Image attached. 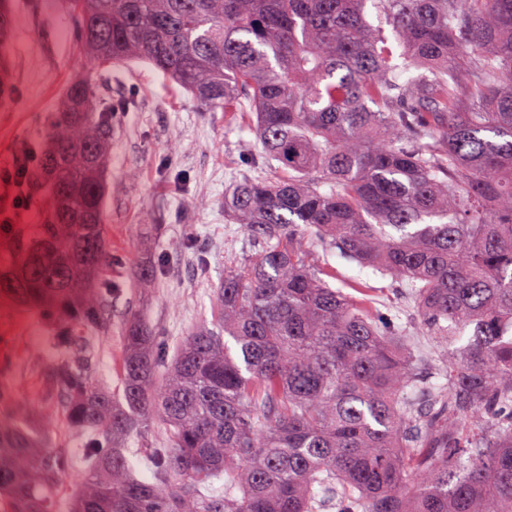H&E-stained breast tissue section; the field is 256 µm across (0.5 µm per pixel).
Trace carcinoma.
<instances>
[{
  "instance_id": "cac0c4a2",
  "label": "carcinoma",
  "mask_w": 512,
  "mask_h": 512,
  "mask_svg": "<svg viewBox=\"0 0 512 512\" xmlns=\"http://www.w3.org/2000/svg\"><path fill=\"white\" fill-rule=\"evenodd\" d=\"M66 2L88 59L149 63L206 112L249 101L281 177L224 195L260 248L224 272L218 327L171 356L134 316L118 392L95 387L74 327L110 328L112 111L71 82L26 173L40 232H0V295L53 329L45 383L79 454L1 385L0 507L57 512L80 456L70 512H512V0ZM315 241L405 283L448 388L318 277ZM156 419L169 445L130 447Z\"/></svg>"
}]
</instances>
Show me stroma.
I'll use <instances>...</instances> for the list:
<instances>
[{
    "mask_svg": "<svg viewBox=\"0 0 512 512\" xmlns=\"http://www.w3.org/2000/svg\"><path fill=\"white\" fill-rule=\"evenodd\" d=\"M13 37L6 52L14 94L0 101V167L44 142L49 117L68 84L78 77L75 24L65 0H11ZM101 104L130 106L112 120V156L104 225L112 263L102 280L115 292L111 329L100 343L94 385L115 388L122 355L125 319L138 313L169 343H178L200 326H213L215 290L227 268L252 250L240 225L224 213V192L236 181L267 180L275 172L251 165L260 145L250 113L235 118L202 111L193 96L143 62L113 64L111 75L88 69ZM167 262L151 287L139 285L142 267ZM350 278L370 285V314L395 315L416 335L421 372L435 384L448 382V364L421 334L408 290L391 276L333 259ZM40 313L0 297V384L54 425L58 446L74 447L60 400L42 384V372L55 353Z\"/></svg>",
    "mask_w": 512,
    "mask_h": 512,
    "instance_id": "stroma-1",
    "label": "stroma"
}]
</instances>
